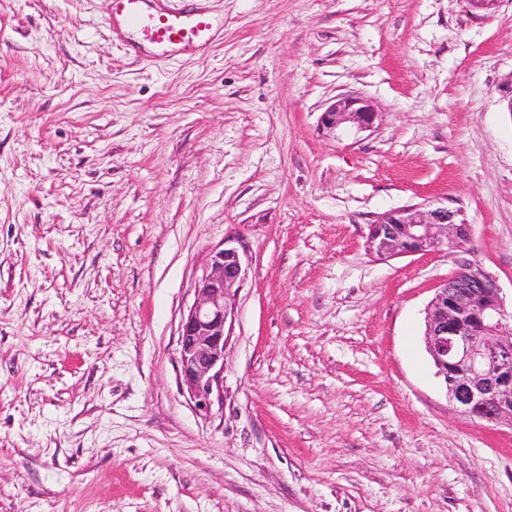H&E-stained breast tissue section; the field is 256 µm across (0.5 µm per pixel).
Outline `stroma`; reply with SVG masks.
I'll return each instance as SVG.
<instances>
[{"label": "stroma", "mask_w": 512, "mask_h": 512, "mask_svg": "<svg viewBox=\"0 0 512 512\" xmlns=\"http://www.w3.org/2000/svg\"><path fill=\"white\" fill-rule=\"evenodd\" d=\"M158 4L209 48L151 65L111 0H0V512H512V426L424 348L451 259L366 248L448 202L512 299V0ZM346 95L374 131H320ZM236 236L204 413L179 326Z\"/></svg>", "instance_id": "35a3bbf8"}]
</instances>
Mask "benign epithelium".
<instances>
[{"label":"benign epithelium","instance_id":"1","mask_svg":"<svg viewBox=\"0 0 512 512\" xmlns=\"http://www.w3.org/2000/svg\"><path fill=\"white\" fill-rule=\"evenodd\" d=\"M380 113L367 100L343 96L321 114L322 129L344 126L372 132ZM472 225L442 202L412 204L382 214L369 225L366 246L379 259L445 252L455 265L436 289L426 314V348L449 401L464 416L489 425H512V310L497 279L467 248ZM247 275L238 238L213 252L195 283L196 299L179 327L178 368L182 385L200 411L220 400L224 382L226 325Z\"/></svg>","mask_w":512,"mask_h":512}]
</instances>
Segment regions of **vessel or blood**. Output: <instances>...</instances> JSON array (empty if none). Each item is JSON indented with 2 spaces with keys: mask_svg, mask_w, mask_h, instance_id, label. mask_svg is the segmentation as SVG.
<instances>
[{
  "mask_svg": "<svg viewBox=\"0 0 512 512\" xmlns=\"http://www.w3.org/2000/svg\"><path fill=\"white\" fill-rule=\"evenodd\" d=\"M108 20L134 29L155 61L206 49L216 28L215 20L206 12H162L152 8L151 0H111Z\"/></svg>",
  "mask_w": 512,
  "mask_h": 512,
  "instance_id": "b4317fda",
  "label": "vessel or blood"
}]
</instances>
